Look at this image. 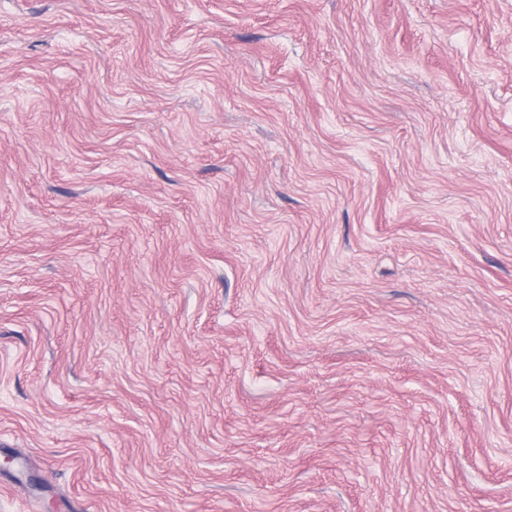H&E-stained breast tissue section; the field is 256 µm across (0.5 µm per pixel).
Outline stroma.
Returning a JSON list of instances; mask_svg holds the SVG:
<instances>
[{
  "instance_id": "stroma-1",
  "label": "stroma",
  "mask_w": 512,
  "mask_h": 512,
  "mask_svg": "<svg viewBox=\"0 0 512 512\" xmlns=\"http://www.w3.org/2000/svg\"><path fill=\"white\" fill-rule=\"evenodd\" d=\"M0 512H512V0H0Z\"/></svg>"
}]
</instances>
